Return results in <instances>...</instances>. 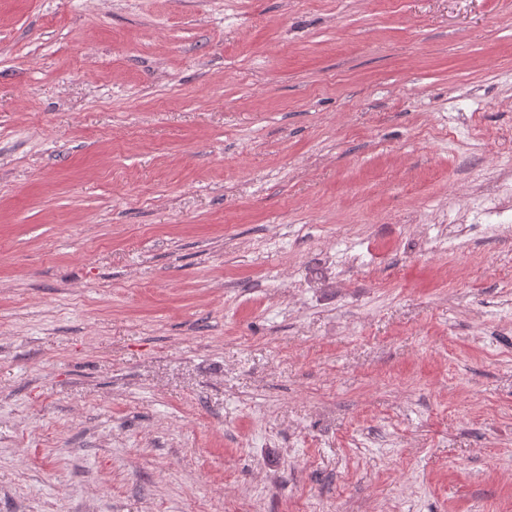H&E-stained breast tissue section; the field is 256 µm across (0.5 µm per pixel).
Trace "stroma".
Segmentation results:
<instances>
[{"instance_id":"obj_1","label":"stroma","mask_w":512,"mask_h":512,"mask_svg":"<svg viewBox=\"0 0 512 512\" xmlns=\"http://www.w3.org/2000/svg\"><path fill=\"white\" fill-rule=\"evenodd\" d=\"M512 0H0V512H512Z\"/></svg>"}]
</instances>
